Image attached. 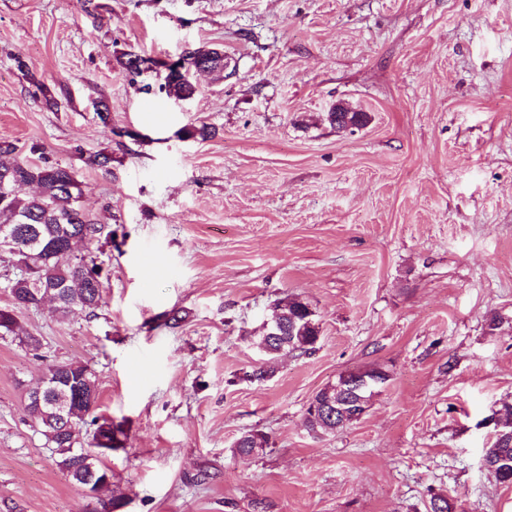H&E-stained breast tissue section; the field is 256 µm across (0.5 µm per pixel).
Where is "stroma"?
I'll use <instances>...</instances> for the list:
<instances>
[{
    "mask_svg": "<svg viewBox=\"0 0 512 512\" xmlns=\"http://www.w3.org/2000/svg\"><path fill=\"white\" fill-rule=\"evenodd\" d=\"M201 47L223 74L160 93ZM128 52L153 62L134 81ZM339 104L366 124L330 125ZM0 142L71 168L107 230L76 249L95 314L47 303L16 313L39 348L0 336V512H512L483 465L512 403V0H0ZM291 298L320 338L272 360ZM69 362L126 433L103 497L24 412ZM375 367L358 421L308 431L319 389ZM248 432L268 445L242 456ZM190 59L189 64L192 67V72L181 74L188 66V59L184 56L176 60H169L164 62V67L168 74H181V75H166L165 83L161 84L160 90L165 91L168 96L177 99L185 100L191 98L196 87L193 83V73L195 72L193 64L196 65L199 61L205 63L206 69L204 72L223 73L224 72V53L213 48H198L188 53ZM86 370H89L88 366L78 362L55 364L47 370L46 374L39 379L35 386L52 378L55 379V385L60 392H67L69 390L67 385L69 377L76 378L77 376H82Z\"/></svg>",
    "mask_w": 512,
    "mask_h": 512,
    "instance_id": "stroma-1",
    "label": "stroma"
}]
</instances>
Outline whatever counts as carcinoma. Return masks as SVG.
Returning <instances> with one entry per match:
<instances>
[{
	"mask_svg": "<svg viewBox=\"0 0 512 512\" xmlns=\"http://www.w3.org/2000/svg\"><path fill=\"white\" fill-rule=\"evenodd\" d=\"M189 64L203 62L206 71L224 72V53L213 48H198L188 55ZM160 90L168 96L185 100L196 91L193 74L168 75ZM331 125L338 128L362 126L367 115L364 112H330L327 115ZM185 139L207 140L215 135V129L202 124L182 129ZM34 185L37 191L24 195L21 189ZM83 195L82 184L66 167L49 162L32 164L18 152L12 143L0 146V228L15 230L19 255L15 259L26 261L27 271L19 273L7 282L9 293L30 303L36 308L45 293H50L57 303V311L66 316L79 308L95 312L102 299V268L92 256L74 254L75 242L93 243L102 234V226L92 223L80 205ZM44 285L41 293H32L34 282ZM282 315L283 335L268 342L267 353L272 357L288 351L300 350L305 353L315 350L319 339V324L309 304L292 299L274 306ZM0 333L19 336V325L14 309L0 308ZM88 366L78 363L55 364L39 379L43 383L54 379L59 391L68 390L67 380L83 375ZM320 403L327 401L335 405L348 402L349 395L341 390H332L328 384L317 392ZM96 401L71 399V407L78 410L73 421L91 436L89 450L84 459L75 460L74 448L80 441L71 440V435L61 431L59 419L50 403L41 406L34 403L24 405L26 415L35 422L46 442L59 455V465L71 480L97 493L106 491L110 483L106 477L111 471L101 463L97 438L103 434L107 421L92 415ZM305 424L316 434L333 433L358 420L363 410L346 409V415L333 418L321 411L306 410ZM510 419L501 427L503 436L496 438L484 450V465L504 486H512V407L508 410ZM268 440L259 432H249L238 439L237 452L249 456L257 449L266 447Z\"/></svg>",
	"mask_w": 512,
	"mask_h": 512,
	"instance_id": "1",
	"label": "carcinoma"
}]
</instances>
